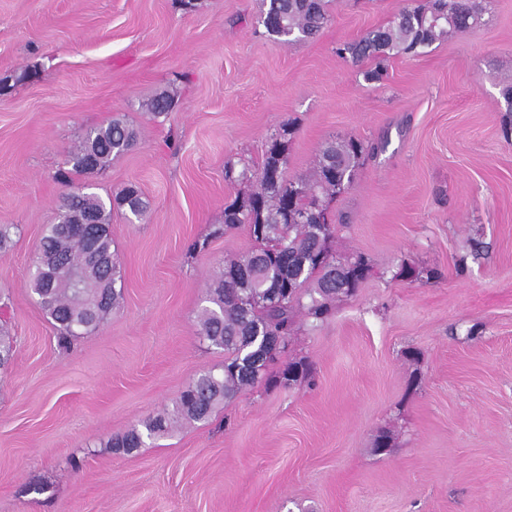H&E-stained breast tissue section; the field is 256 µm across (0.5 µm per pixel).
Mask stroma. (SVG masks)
<instances>
[{"mask_svg": "<svg viewBox=\"0 0 512 512\" xmlns=\"http://www.w3.org/2000/svg\"><path fill=\"white\" fill-rule=\"evenodd\" d=\"M422 2L331 0L321 33L286 46L258 25L262 0H0V512H512V0L378 82L337 53ZM163 91L174 109L152 118ZM115 117L137 146L62 182ZM288 122L291 176L330 139L364 143L331 210L337 253L364 254L370 277L323 324L299 320L287 358L310 379L283 386L274 364L208 422L113 452L222 368L197 315L251 246L224 228V163L260 161ZM129 185L148 212H112L123 300L61 345L31 286L41 237L70 191ZM404 261L437 276L396 279Z\"/></svg>", "mask_w": 512, "mask_h": 512, "instance_id": "1", "label": "stroma"}]
</instances>
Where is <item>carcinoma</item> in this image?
Segmentation results:
<instances>
[{
    "label": "carcinoma",
    "instance_id": "obj_1",
    "mask_svg": "<svg viewBox=\"0 0 512 512\" xmlns=\"http://www.w3.org/2000/svg\"><path fill=\"white\" fill-rule=\"evenodd\" d=\"M328 2L263 0L258 23L284 45L312 38L330 20ZM482 2L429 0L426 5L405 8L386 24L344 45L339 53L355 62L375 61V68L365 77L377 81L388 58L417 54L479 24ZM146 107L155 118L165 116L174 108V98L161 92L147 101ZM137 143L136 130L114 118L88 132L70 151L66 164L75 174L98 173ZM364 152L358 140H330L322 146L312 170L295 179L287 178L283 167L277 179L268 177V171L287 163L277 159L270 145L257 167L243 160L225 162V180L243 189L224 206V229L247 225L252 246L224 260V269L208 285L207 305L199 315V334L224 351V367L220 373L200 375L167 414L112 439L114 450L130 454L142 447L144 438L164 433L176 423L207 421L216 408L266 375L282 354L269 351V339H288L299 310L315 324L332 315L336 302L347 293L341 290L346 273L336 265L329 203L351 185ZM116 207H126L136 217L147 209L132 185L106 200L94 193H70L59 215L88 213L94 224L58 221L47 226L41 239L34 291L41 310L59 330L63 346L91 332L120 304V272L110 230ZM304 376L305 364L291 361L280 371L279 379L287 386Z\"/></svg>",
    "mask_w": 512,
    "mask_h": 512
}]
</instances>
